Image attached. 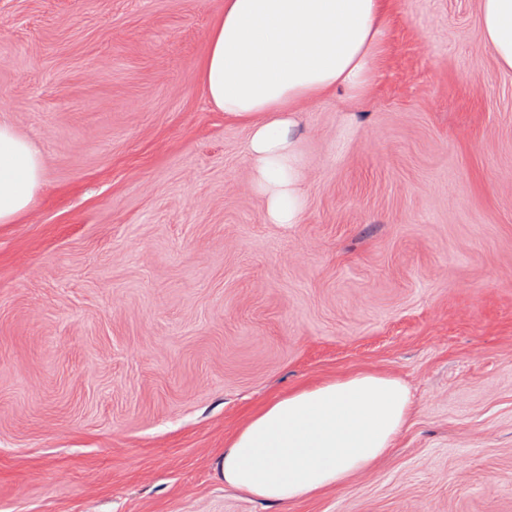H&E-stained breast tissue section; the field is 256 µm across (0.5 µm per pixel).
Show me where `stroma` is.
<instances>
[{"label":"stroma","mask_w":512,"mask_h":512,"mask_svg":"<svg viewBox=\"0 0 512 512\" xmlns=\"http://www.w3.org/2000/svg\"><path fill=\"white\" fill-rule=\"evenodd\" d=\"M224 0H0V121L43 185L0 224V512H512V71L478 0H395L370 95L302 115L270 224L201 70ZM360 370L411 417L283 505L217 461L267 401Z\"/></svg>","instance_id":"1"}]
</instances>
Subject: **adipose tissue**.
I'll return each instance as SVG.
<instances>
[{"label":"adipose tissue","instance_id":"1","mask_svg":"<svg viewBox=\"0 0 512 512\" xmlns=\"http://www.w3.org/2000/svg\"><path fill=\"white\" fill-rule=\"evenodd\" d=\"M390 0H224L202 69L210 102L248 129L244 153L271 224L299 223L305 158L300 107L369 93ZM482 33L512 70V0H480ZM44 160L0 122V224L25 213ZM412 409L396 377L359 371L266 402L237 431L218 470L225 485L289 504L346 484L392 448Z\"/></svg>","mask_w":512,"mask_h":512}]
</instances>
